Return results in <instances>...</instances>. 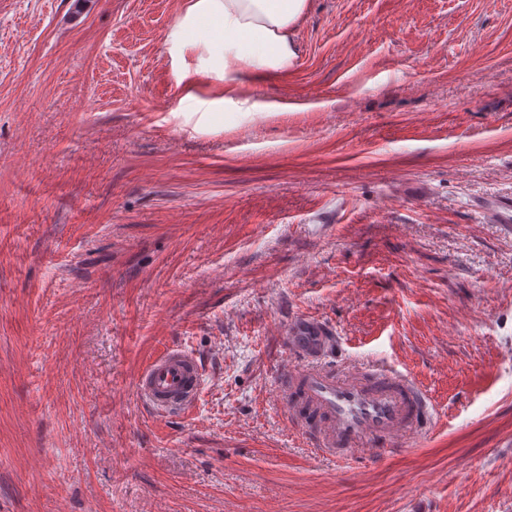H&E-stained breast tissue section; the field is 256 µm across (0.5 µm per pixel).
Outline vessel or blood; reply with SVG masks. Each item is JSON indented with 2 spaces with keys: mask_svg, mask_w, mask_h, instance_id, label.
<instances>
[{
  "mask_svg": "<svg viewBox=\"0 0 512 512\" xmlns=\"http://www.w3.org/2000/svg\"><path fill=\"white\" fill-rule=\"evenodd\" d=\"M284 342L295 365L278 384L291 423L311 446L337 460L363 442L397 446L433 418L427 395L397 371L330 365L331 330L318 320L297 324ZM202 368L185 349L164 350L142 371L139 396L157 415L188 412L197 400Z\"/></svg>",
  "mask_w": 512,
  "mask_h": 512,
  "instance_id": "b4317fda",
  "label": "vessel or blood"
}]
</instances>
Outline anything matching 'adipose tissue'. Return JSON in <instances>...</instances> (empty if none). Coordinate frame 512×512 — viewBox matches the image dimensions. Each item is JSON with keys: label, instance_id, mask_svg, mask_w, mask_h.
<instances>
[{"label": "adipose tissue", "instance_id": "obj_1", "mask_svg": "<svg viewBox=\"0 0 512 512\" xmlns=\"http://www.w3.org/2000/svg\"><path fill=\"white\" fill-rule=\"evenodd\" d=\"M306 6L307 0H194L173 25L171 49L181 51L204 28L222 45L225 86L246 66L257 75L284 71L296 57L292 34Z\"/></svg>", "mask_w": 512, "mask_h": 512}]
</instances>
